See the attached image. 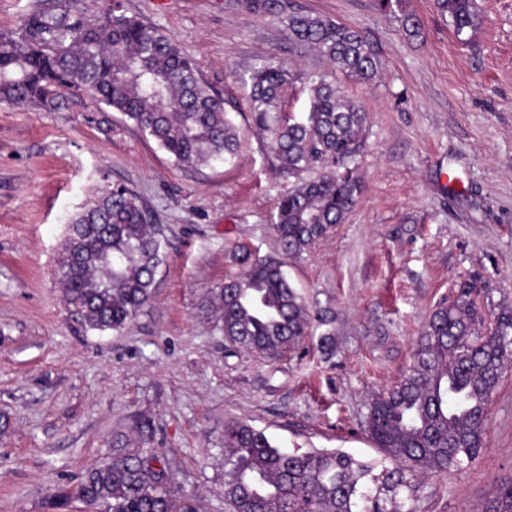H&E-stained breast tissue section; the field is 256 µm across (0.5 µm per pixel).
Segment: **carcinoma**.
I'll return each instance as SVG.
<instances>
[{"mask_svg": "<svg viewBox=\"0 0 512 512\" xmlns=\"http://www.w3.org/2000/svg\"><path fill=\"white\" fill-rule=\"evenodd\" d=\"M461 37L477 18L476 0H436ZM251 13L278 17L292 37L315 47L326 61L368 82L378 61L365 37L331 19L290 9L288 0H242ZM294 80L287 66L269 61L253 70L249 110L255 128L290 174L320 169L283 196L273 228L288 254L308 251L342 223L361 191L358 177L341 162L361 146L368 116L321 76L308 80L309 110L297 118L277 102ZM84 89L123 114L178 163L229 164L239 148L224 99L199 77L195 62L157 28L119 12L118 5L93 25L69 0L34 10L17 35H0V103L63 108L66 93ZM164 230L122 184L98 197L67 224L58 273L66 301L93 329L118 331L153 297L164 262ZM242 271L208 293L220 313L224 337L246 352L275 359L311 335L312 312L276 259L238 249ZM473 283L457 285L448 305L423 325L409 368L375 396L367 431L385 457L400 468L371 475L372 467L338 449L287 451L252 426L224 428V497L234 512H410L405 491L427 474L460 469L483 447L493 395L512 367V308L495 315L481 334L483 318L472 299ZM162 451L116 448L89 469L75 496L60 495L65 512L72 498L95 512H199L177 495ZM371 477L374 487L364 483ZM487 512H512V483Z\"/></svg>", "mask_w": 512, "mask_h": 512, "instance_id": "carcinoma-1", "label": "carcinoma"}]
</instances>
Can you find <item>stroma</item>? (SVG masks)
Segmentation results:
<instances>
[{
	"mask_svg": "<svg viewBox=\"0 0 512 512\" xmlns=\"http://www.w3.org/2000/svg\"><path fill=\"white\" fill-rule=\"evenodd\" d=\"M169 34L221 95L238 126L232 163L174 162L121 114L73 92L58 112L0 104V512H48L113 449L159 448L173 489L200 512L224 497V428L244 422L287 449L381 453L366 431L371 399L409 366L419 332L458 284L478 276L490 319L512 307V0H477L457 37L436 0H291L358 29L379 60L360 82L239 0H75L87 22L112 2ZM421 28L408 38L401 12ZM285 62L297 79L282 111L309 107L319 74L368 114L352 165L361 194L346 220L301 256L284 253L270 218L299 183L256 134L244 80ZM136 192L163 224L164 263L150 302L124 329H89L57 279L71 217L112 185ZM285 264L328 328L278 359L228 343L205 306L239 273L237 243ZM331 331L321 346L323 331ZM512 482V371L491 404L480 456L421 478L410 512H484Z\"/></svg>",
	"mask_w": 512,
	"mask_h": 512,
	"instance_id": "obj_1",
	"label": "stroma"
}]
</instances>
